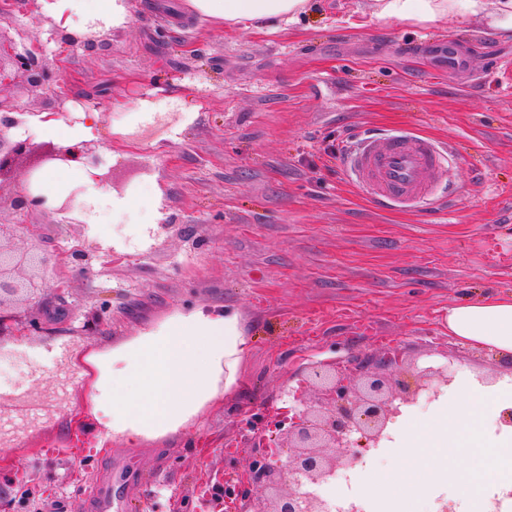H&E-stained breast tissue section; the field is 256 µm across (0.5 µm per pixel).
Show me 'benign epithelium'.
Masks as SVG:
<instances>
[{
	"label": "benign epithelium",
	"mask_w": 512,
	"mask_h": 512,
	"mask_svg": "<svg viewBox=\"0 0 512 512\" xmlns=\"http://www.w3.org/2000/svg\"><path fill=\"white\" fill-rule=\"evenodd\" d=\"M10 28L8 21L0 22V89L7 80L45 88L51 73L40 61V45L27 43L26 35L19 30L11 34ZM10 111L11 102L0 97V112L4 113L0 117V192L13 179L22 160L34 153L35 162L28 169L22 188L13 193L12 205L17 212L45 211V198L30 190L34 174L56 161L86 159L93 163L96 147L92 142H84L68 152L12 139L7 129L15 121L5 116ZM26 229L27 234L20 236L16 225L0 224V335L25 337L40 332V323L17 312V308L43 304L50 295L63 298L68 283L60 280L49 284L48 269L65 261L85 260L81 249L65 255L53 249L39 225L28 224ZM401 362V352L396 350L385 352L374 361L356 359L344 367L334 362L310 366L299 384H315L314 401H302V390L296 388L288 396L302 403L301 408L291 407L271 417L251 416L245 420V428L258 438L266 431L275 433L278 446L263 444L253 449L248 476L237 482H224V494L214 498V510L220 512L225 505L238 512H361L353 503L336 508L322 496L321 488L336 480L340 468L378 447L401 406L415 402L423 392L438 396L441 387L452 380L448 367L429 366L420 369L410 385L392 375ZM45 401L57 407L66 398L57 386L36 397L23 393L11 402L0 400V415L26 411ZM252 482L262 484L264 495H248L246 485Z\"/></svg>",
	"instance_id": "obj_1"
}]
</instances>
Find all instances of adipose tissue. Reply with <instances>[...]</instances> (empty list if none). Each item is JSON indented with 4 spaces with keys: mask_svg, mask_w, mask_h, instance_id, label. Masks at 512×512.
I'll use <instances>...</instances> for the list:
<instances>
[{
    "mask_svg": "<svg viewBox=\"0 0 512 512\" xmlns=\"http://www.w3.org/2000/svg\"><path fill=\"white\" fill-rule=\"evenodd\" d=\"M43 13L69 34L124 24L126 0H41ZM308 0H183L191 14L229 25L258 28L282 18L296 19ZM375 15L429 27L445 18L484 12V0H374ZM45 137L69 151L87 141L99 122L95 112H80L74 123L41 114L30 119ZM95 168L79 160L52 166L33 181L35 193L56 206L68 196L81 204L88 223L106 211L113 223H156L158 213L138 215L128 196L104 192ZM448 333L512 359V296L476 299L448 309ZM250 345L238 313L204 309L175 310L164 321L139 329L112 349L77 356L89 376L90 412L100 440L127 448L158 441L191 425L220 394L233 391Z\"/></svg>",
    "mask_w": 512,
    "mask_h": 512,
    "instance_id": "adipose-tissue-1",
    "label": "adipose tissue"
}]
</instances>
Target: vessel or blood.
I'll return each instance as SVG.
<instances>
[{
	"label": "vessel or blood",
	"instance_id": "vessel-or-blood-1",
	"mask_svg": "<svg viewBox=\"0 0 512 512\" xmlns=\"http://www.w3.org/2000/svg\"><path fill=\"white\" fill-rule=\"evenodd\" d=\"M447 144L414 129L373 131L358 136L342 164L367 198L382 211L439 208ZM89 512H112L111 475H104L86 499Z\"/></svg>",
	"mask_w": 512,
	"mask_h": 512
}]
</instances>
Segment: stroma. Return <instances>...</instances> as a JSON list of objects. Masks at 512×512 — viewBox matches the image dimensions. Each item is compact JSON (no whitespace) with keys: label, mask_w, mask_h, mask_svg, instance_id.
Listing matches in <instances>:
<instances>
[{"label":"stroma","mask_w":512,"mask_h":512,"mask_svg":"<svg viewBox=\"0 0 512 512\" xmlns=\"http://www.w3.org/2000/svg\"><path fill=\"white\" fill-rule=\"evenodd\" d=\"M298 21L235 30L184 14L179 0H128L125 24L88 45L49 37L39 0H16L11 24L44 43L51 87L10 85L20 118L96 112L106 192L162 198L160 224L136 231L103 217L9 204L0 222L38 224L63 252L62 300L33 308L44 332L0 335V387L53 383L62 354L111 347L178 309L238 311L251 352L241 386L187 430L137 448L76 434L87 389L36 432L0 447V512H87L84 490L111 473L115 512H210L208 492L252 455L242 420L285 404L319 361L373 357L398 345L418 367L512 385L486 348L449 336L450 305L512 294V37L486 18L431 27L381 20L372 0H309ZM454 42L469 68L449 73ZM149 102L151 113L138 109ZM413 127L451 145L445 176L461 192L446 212H381L346 180L352 135ZM91 333H84V326ZM241 448L234 457L224 446Z\"/></svg>","instance_id":"1"}]
</instances>
